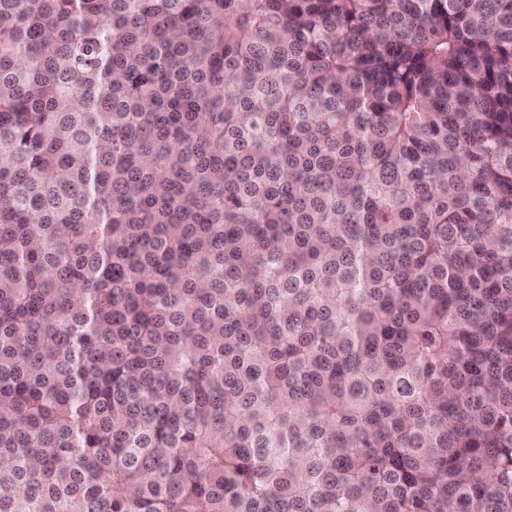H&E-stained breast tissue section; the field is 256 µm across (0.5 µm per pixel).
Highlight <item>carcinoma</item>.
Segmentation results:
<instances>
[{
	"instance_id": "cac0c4a2",
	"label": "carcinoma",
	"mask_w": 512,
	"mask_h": 512,
	"mask_svg": "<svg viewBox=\"0 0 512 512\" xmlns=\"http://www.w3.org/2000/svg\"><path fill=\"white\" fill-rule=\"evenodd\" d=\"M0 512H512V0H0Z\"/></svg>"
}]
</instances>
